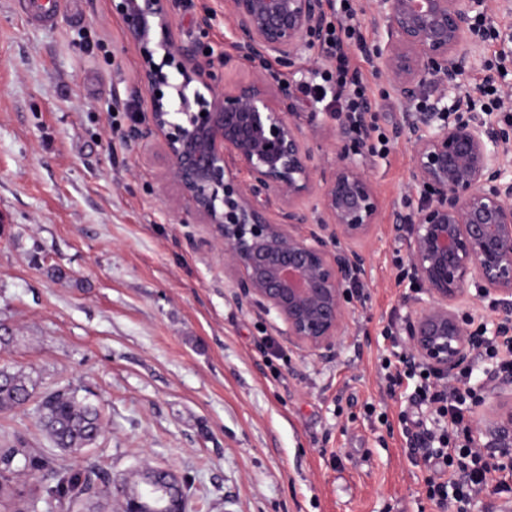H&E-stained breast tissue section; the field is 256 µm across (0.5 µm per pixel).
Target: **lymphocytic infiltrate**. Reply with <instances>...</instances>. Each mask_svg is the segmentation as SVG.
Instances as JSON below:
<instances>
[{
    "label": "lymphocytic infiltrate",
    "mask_w": 512,
    "mask_h": 512,
    "mask_svg": "<svg viewBox=\"0 0 512 512\" xmlns=\"http://www.w3.org/2000/svg\"><path fill=\"white\" fill-rule=\"evenodd\" d=\"M341 19L330 25L322 45L323 51L335 60L334 69L325 71L320 81L303 84L301 91L315 102H329L336 112L345 114L352 127L362 128L363 114L369 109L367 87L358 70L349 64L350 44H363L364 36L353 19L351 0H340ZM485 323L475 324L472 340L477 361L489 360L497 372L512 375V334L499 331L488 337ZM398 371L386 373L389 387L401 386L404 378L420 377L421 383L412 398L413 403L428 405L434 413L433 427L422 420L402 415L401 422L409 426L408 440L412 455L420 457L434 471L426 483V496L436 505L455 500L458 512H468L473 497L490 489L500 499L512 500V480L490 482L494 471L512 470V460L504 461L499 450L478 448L472 440L470 415L480 406L482 397L469 386L443 383L435 372L425 371L410 355L399 354Z\"/></svg>",
    "instance_id": "f902f5d3"
}]
</instances>
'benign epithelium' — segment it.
<instances>
[{"label":"benign epithelium","mask_w":512,"mask_h":512,"mask_svg":"<svg viewBox=\"0 0 512 512\" xmlns=\"http://www.w3.org/2000/svg\"><path fill=\"white\" fill-rule=\"evenodd\" d=\"M486 0H379L387 40L377 71L411 105L432 91L421 123L408 126L410 178L420 206L400 217L416 299L404 324L418 362L452 375L472 357L469 287L496 303L493 321L512 325V128L476 111L462 79L478 50L475 19ZM174 0H119L126 39L141 61L150 118L140 141L162 139L171 179L201 223L224 243L240 298L285 324L316 355L336 347L348 320V288L365 275L355 242L378 225L380 204L363 165L343 154L317 173L288 94L269 100L265 81L216 91L192 45L172 31ZM246 63H288L320 39L324 0H224ZM181 81L170 80L167 69ZM265 194V204L257 201ZM320 196L323 217L307 231L298 203ZM281 203L277 219L266 204ZM476 431L484 448H512V377L489 389Z\"/></svg>","instance_id":"7a95c632"}]
</instances>
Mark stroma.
<instances>
[{
	"mask_svg": "<svg viewBox=\"0 0 512 512\" xmlns=\"http://www.w3.org/2000/svg\"><path fill=\"white\" fill-rule=\"evenodd\" d=\"M212 15L210 26L199 24ZM179 40L215 86L251 79L234 48L224 0H179ZM214 55H207V48ZM390 151L360 150L377 194V229L358 241L368 276L335 353L288 340L275 315L239 297L224 247L171 180L161 139L129 135L147 112H124L140 61L112 0H72L49 26L0 0V369L32 379L36 393L80 388L107 426L95 447L70 457L95 469L123 512L125 480L146 467L174 473L188 512H456L423 491L431 470L413 461L401 411L428 418L409 389L386 391L380 335L403 325L420 294L394 227L407 205L412 151L398 127L403 107L372 58L351 47ZM330 64L320 48L292 67L269 62L270 99L287 92L305 143L331 170L352 140L334 134L333 111L300 86ZM512 52L485 39L466 87L512 114ZM273 337L266 364L255 342Z\"/></svg>",
	"mask_w": 512,
	"mask_h": 512,
	"instance_id": "stroma-1",
	"label": "stroma"
}]
</instances>
